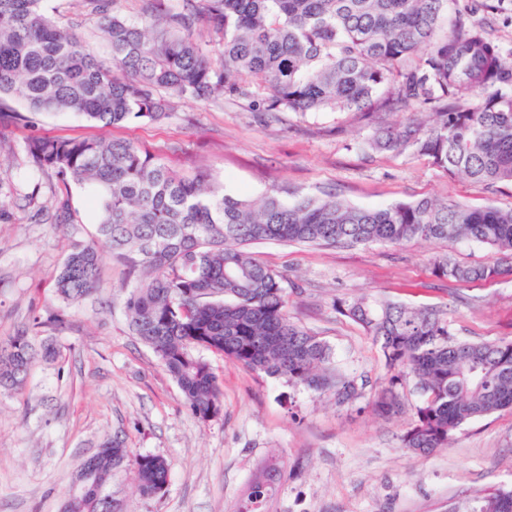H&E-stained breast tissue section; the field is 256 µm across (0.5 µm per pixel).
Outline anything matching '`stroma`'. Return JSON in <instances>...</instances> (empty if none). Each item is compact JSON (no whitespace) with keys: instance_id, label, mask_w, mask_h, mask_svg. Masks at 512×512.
<instances>
[{"instance_id":"stroma-1","label":"stroma","mask_w":512,"mask_h":512,"mask_svg":"<svg viewBox=\"0 0 512 512\" xmlns=\"http://www.w3.org/2000/svg\"><path fill=\"white\" fill-rule=\"evenodd\" d=\"M46 14L80 31L102 60L110 55L90 0H43ZM448 17L480 26L512 55V0H448ZM409 111L260 112L227 97L203 105L176 103L159 122L94 126L69 113L33 116L30 125L0 127V342L23 328L51 343L24 389L0 388V512H62L82 461L107 439L136 454L164 457L168 481L157 497L140 496L132 467L108 489L117 512H237L251 484L279 470L267 512H464L474 491L512 487V412L458 430L451 447L421 457L400 450L418 397L401 388V411L374 403L389 371L372 336L336 311L364 295L441 310L455 338L512 339V272L461 284L437 277L435 258L485 263L488 247L445 240L354 247L252 245L254 257L284 275L288 315L334 350L359 397L333 398L252 372L203 351L223 383V410L201 422L185 407L158 358L128 326L121 300L133 279L104 255L95 291L75 304L54 292L57 270L75 241L89 240V194L38 171L30 136L128 139L177 171L210 173L226 194L256 199L274 191L338 193L360 207L433 198L469 207L512 208V183L485 186L451 176L406 151L368 152L381 127ZM70 198L72 221L58 231L36 220L37 208Z\"/></svg>"}]
</instances>
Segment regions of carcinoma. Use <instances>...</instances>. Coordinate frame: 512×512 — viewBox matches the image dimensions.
Returning <instances> with one entry per match:
<instances>
[{
  "instance_id": "carcinoma-1",
  "label": "carcinoma",
  "mask_w": 512,
  "mask_h": 512,
  "mask_svg": "<svg viewBox=\"0 0 512 512\" xmlns=\"http://www.w3.org/2000/svg\"><path fill=\"white\" fill-rule=\"evenodd\" d=\"M41 2L0 0V101L12 98L28 112H69L108 127L157 121L174 98L246 97L262 112H364L385 93L389 108L430 107L429 120L380 129L367 150H410L449 174L512 182V60L479 29L446 27L448 0H147L137 22L115 10L117 0H92L109 67ZM202 22L222 35L219 49L194 37ZM26 148L40 170L93 191L95 232L64 257L57 296L73 304L90 295L104 252L125 262L135 274L123 302L129 326L204 423L220 414L223 385L202 349L330 392L340 404L357 396L332 348L290 319L283 275L260 264L250 245L436 239L512 255V209L431 199L364 208L334 193L246 200L123 139L31 137ZM434 272L472 283L505 268L498 259L464 265L442 257ZM336 309L380 343L391 376L379 407L394 410L395 389L406 383L419 394L403 449L430 456L462 426L512 411V339L461 341L438 313L402 303L359 298ZM53 354L18 331L0 346V387H23L36 357ZM127 461L142 495L166 485L164 457L132 456L112 440L84 465L111 473ZM272 479L238 512H265ZM64 509L112 512V502L71 497ZM467 512H512V489L477 491Z\"/></svg>"
}]
</instances>
